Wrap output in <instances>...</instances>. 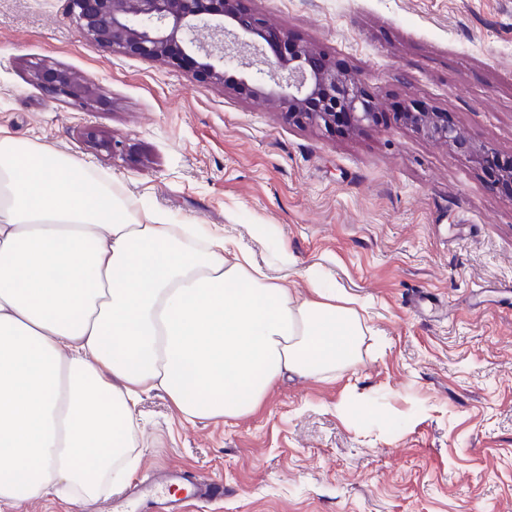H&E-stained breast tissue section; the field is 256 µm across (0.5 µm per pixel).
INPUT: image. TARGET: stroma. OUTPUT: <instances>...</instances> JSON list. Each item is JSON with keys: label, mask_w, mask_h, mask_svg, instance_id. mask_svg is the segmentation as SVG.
Listing matches in <instances>:
<instances>
[{"label": "stroma", "mask_w": 512, "mask_h": 512, "mask_svg": "<svg viewBox=\"0 0 512 512\" xmlns=\"http://www.w3.org/2000/svg\"><path fill=\"white\" fill-rule=\"evenodd\" d=\"M290 39L359 71L378 124L325 132L270 96L87 40L66 0H0V136L105 174L132 208L227 233L273 278L320 277L366 303L360 360L279 382L254 413L184 420L137 405L133 481L177 468L224 483L182 512H512V196L398 124L423 105L512 155V0H241ZM65 68L82 108L30 75ZM124 142L107 154L85 127ZM363 406L348 418L338 401ZM122 492L47 493L0 512H119Z\"/></svg>", "instance_id": "1"}]
</instances>
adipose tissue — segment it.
<instances>
[{
	"instance_id": "adipose-tissue-1",
	"label": "adipose tissue",
	"mask_w": 512,
	"mask_h": 512,
	"mask_svg": "<svg viewBox=\"0 0 512 512\" xmlns=\"http://www.w3.org/2000/svg\"><path fill=\"white\" fill-rule=\"evenodd\" d=\"M362 334L342 292L294 294L232 240L0 138V503L121 485L143 393L234 419L283 376L356 363Z\"/></svg>"
}]
</instances>
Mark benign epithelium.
Masks as SVG:
<instances>
[{"instance_id":"1","label":"benign epithelium","mask_w":512,"mask_h":512,"mask_svg":"<svg viewBox=\"0 0 512 512\" xmlns=\"http://www.w3.org/2000/svg\"><path fill=\"white\" fill-rule=\"evenodd\" d=\"M240 0H67L69 13L91 42L118 48L128 56L180 67L203 55L195 68L211 84L224 83V65L239 60L240 35L259 34L273 47L275 61L241 80L236 92L254 97L262 91L263 76L277 87L276 97L288 123L331 131L341 125L357 129L378 119L377 104L364 88L362 74L336 66L308 46L288 40V34L268 27L256 15L239 9ZM213 30L221 39L205 46L195 39L198 28ZM233 41L224 44V33ZM35 80L55 97L82 102L87 90L66 69H45ZM396 120L422 136L448 146L484 168L493 180L512 182V159L502 160L493 149L471 141L448 121V113L423 106L397 113Z\"/></svg>"}]
</instances>
